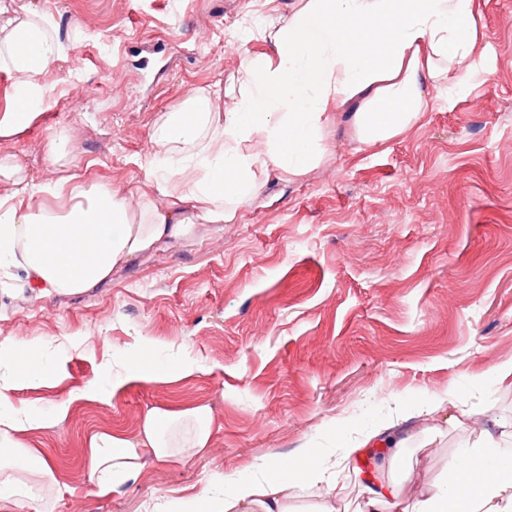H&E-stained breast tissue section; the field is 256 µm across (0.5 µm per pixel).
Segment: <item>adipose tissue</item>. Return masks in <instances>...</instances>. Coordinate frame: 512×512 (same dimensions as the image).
<instances>
[{
	"label": "adipose tissue",
	"mask_w": 512,
	"mask_h": 512,
	"mask_svg": "<svg viewBox=\"0 0 512 512\" xmlns=\"http://www.w3.org/2000/svg\"><path fill=\"white\" fill-rule=\"evenodd\" d=\"M482 36L474 0H302L287 23H269L263 37L276 58L244 57L226 80L231 108L204 95L168 113L154 134L156 150L145 175L158 189L177 184L165 205L131 203L118 191L76 188L59 209L23 205L22 195L51 192L48 184L0 196V288L16 281L36 296L76 294L109 280L115 267L165 238L202 221L232 220L261 188L259 172L299 177L324 157L335 114H348L361 144L393 139L415 124L430 95L453 99L468 88L460 66ZM64 51L53 29L38 22L22 0H0V71L18 78L14 106L0 118V134L16 130L38 111L35 83ZM262 153L246 150L249 142ZM196 359L135 343L80 392L106 402L133 384L202 373ZM56 359L31 342L0 341V512H34L39 491L53 487L54 469L20 435L57 426L70 403L35 414L16 407L11 394L24 383L46 382ZM213 408L200 403L148 408L134 435L100 430L86 441V470L98 496L134 479L145 457L184 464L211 449ZM512 423L499 438H484L448 461V477L428 488L411 512H512ZM336 478L332 462L315 449L293 460H267L258 478L230 480V492L201 491L182 512H288V491L298 480L317 486Z\"/></svg>",
	"instance_id": "adipose-tissue-1"
}]
</instances>
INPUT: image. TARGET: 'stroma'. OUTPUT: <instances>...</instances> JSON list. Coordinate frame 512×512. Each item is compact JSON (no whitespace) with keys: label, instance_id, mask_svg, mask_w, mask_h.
I'll return each instance as SVG.
<instances>
[{"label":"stroma","instance_id":"1","mask_svg":"<svg viewBox=\"0 0 512 512\" xmlns=\"http://www.w3.org/2000/svg\"><path fill=\"white\" fill-rule=\"evenodd\" d=\"M45 15L76 83L43 71L36 117L0 136V195L17 180L60 183L33 208H61L73 184L163 196L145 182L164 116L194 93L229 106L225 79L244 56L271 59L260 34L299 0H28ZM482 37L470 93L430 99L395 138L358 144L346 118L328 130L320 164L275 174L221 224L196 223L89 291L38 298L0 293V339L61 347L55 380L24 384L15 406L35 412L98 377L106 358L152 340L198 358L206 373L134 385L107 403L70 400L56 427L24 439L52 464L45 512H175L216 474L257 476L269 458L352 441L395 417L396 399L428 404L398 432L406 448L374 467L371 451L337 460L335 486L288 492L292 512L326 502L358 512L368 472L402 507L444 478L448 460L512 421V387L495 367L512 359V0H476ZM248 21L246 37L236 29ZM68 140L55 161L49 140ZM456 383L463 402L444 398ZM206 401L212 449L184 465L146 459L103 498L90 484L86 440L134 434L145 410Z\"/></svg>","mask_w":512,"mask_h":512}]
</instances>
